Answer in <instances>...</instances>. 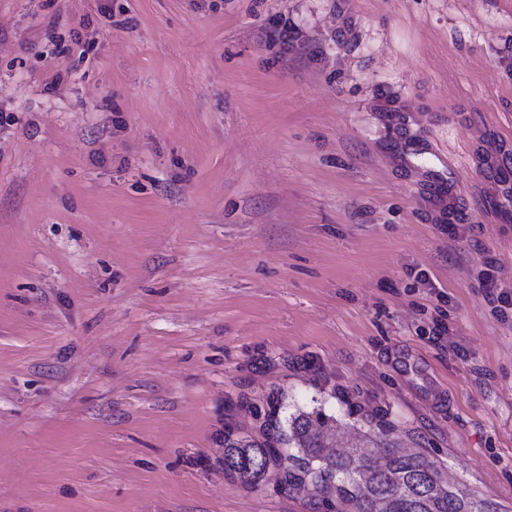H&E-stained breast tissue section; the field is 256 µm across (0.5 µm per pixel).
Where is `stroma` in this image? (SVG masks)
I'll list each match as a JSON object with an SVG mask.
<instances>
[{
    "mask_svg": "<svg viewBox=\"0 0 512 512\" xmlns=\"http://www.w3.org/2000/svg\"><path fill=\"white\" fill-rule=\"evenodd\" d=\"M486 275L512 0H0V512H325L224 474L274 393L512 512Z\"/></svg>",
    "mask_w": 512,
    "mask_h": 512,
    "instance_id": "1",
    "label": "stroma"
}]
</instances>
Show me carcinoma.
<instances>
[{
    "instance_id": "carcinoma-1",
    "label": "carcinoma",
    "mask_w": 512,
    "mask_h": 512,
    "mask_svg": "<svg viewBox=\"0 0 512 512\" xmlns=\"http://www.w3.org/2000/svg\"><path fill=\"white\" fill-rule=\"evenodd\" d=\"M268 401L262 439L224 435V475L256 486L293 449L280 483L309 487L330 512H498L490 501L460 493L444 482L418 452H406L385 426L371 427L349 450L328 454L333 417L320 408L299 410L288 420Z\"/></svg>"
}]
</instances>
